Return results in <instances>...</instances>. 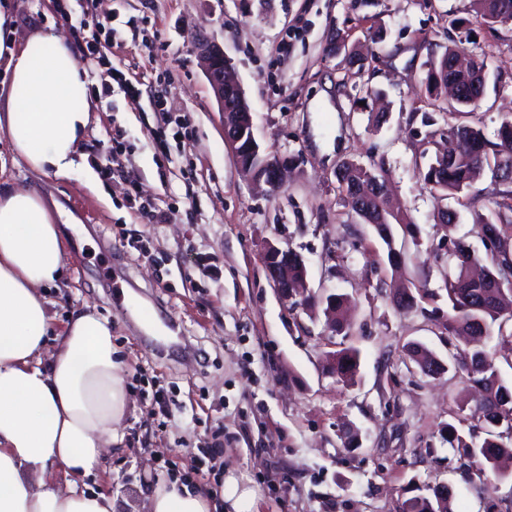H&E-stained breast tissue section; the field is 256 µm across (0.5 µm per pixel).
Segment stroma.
<instances>
[{
    "label": "stroma",
    "mask_w": 512,
    "mask_h": 512,
    "mask_svg": "<svg viewBox=\"0 0 512 512\" xmlns=\"http://www.w3.org/2000/svg\"><path fill=\"white\" fill-rule=\"evenodd\" d=\"M21 48L47 29L76 44L53 0H0ZM74 22L111 20L117 34L100 63L82 60L91 121L66 176L40 175L0 132V188L30 190L76 217L66 230L67 287L53 295L57 326L93 307L112 323L126 363L121 446L90 483L117 512H142L151 482L181 477L217 490L234 473L256 491L240 512H401L445 484L452 512H512V477L498 479L440 436L466 395L455 373L424 377L407 356L420 342L448 346L418 312L379 292L392 270L370 225L354 223L335 171L347 159L384 161L395 196L419 230L395 232L410 288L442 287L449 238L482 250L481 221L498 189L483 176L452 229L420 169L437 147L423 141L430 112L419 85L430 53L459 45L482 62L481 109L466 118L495 140L512 115V29L488 26L475 0H71ZM462 18L465 29L453 21ZM217 41L231 59L263 147L297 156L287 186L261 192L224 142L223 115L194 49ZM133 83L137 94L125 91ZM109 86L107 98L97 90ZM383 94L381 126L361 104ZM163 98V109L154 101ZM120 170L100 169L110 151ZM144 203L164 215L150 224ZM304 259L313 291L354 297L350 329L335 335L321 308L282 301L269 283L267 244ZM209 274H201L200 265ZM360 351L358 382L325 375L327 353ZM359 442L347 445L345 431Z\"/></svg>",
    "instance_id": "1"
}]
</instances>
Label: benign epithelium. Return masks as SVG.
Listing matches in <instances>:
<instances>
[{
  "label": "benign epithelium",
  "instance_id": "7a95c632",
  "mask_svg": "<svg viewBox=\"0 0 512 512\" xmlns=\"http://www.w3.org/2000/svg\"><path fill=\"white\" fill-rule=\"evenodd\" d=\"M197 52L205 64L207 79L216 101L224 114V140L235 160L247 158L242 170L251 174L254 182L267 187L271 194L280 192L286 183L288 170L298 158L261 146L256 139L251 111L245 108V95L240 85L231 77V60L224 48L215 41L201 39ZM292 248L267 245L263 254L266 276L278 294L286 301L301 297L297 305L308 303L313 296L304 294L306 277L288 280V253Z\"/></svg>",
  "mask_w": 512,
  "mask_h": 512
}]
</instances>
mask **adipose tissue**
<instances>
[{"mask_svg": "<svg viewBox=\"0 0 512 512\" xmlns=\"http://www.w3.org/2000/svg\"><path fill=\"white\" fill-rule=\"evenodd\" d=\"M7 107L0 132L38 174L68 175L91 119L74 49L55 31L9 49ZM66 250L44 200L0 191V512H113L109 495L78 487L123 440L125 365L112 325L90 308L56 330L47 290L66 286ZM63 469L74 481L59 489ZM236 476L219 496L179 481L154 484L148 512H224L253 498Z\"/></svg>", "mask_w": 512, "mask_h": 512, "instance_id": "adipose-tissue-1", "label": "adipose tissue"}]
</instances>
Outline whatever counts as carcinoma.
Segmentation results:
<instances>
[{"instance_id":"carcinoma-1","label":"carcinoma","mask_w":512,"mask_h":512,"mask_svg":"<svg viewBox=\"0 0 512 512\" xmlns=\"http://www.w3.org/2000/svg\"><path fill=\"white\" fill-rule=\"evenodd\" d=\"M480 16L487 24L504 13L512 11V0H477ZM456 49L446 48L439 56H431L425 62V77L422 80L427 97L437 103L448 95V60ZM479 108V104L466 99L453 102L443 111L444 125L448 131L458 136L456 152L448 162V178L444 185H430L433 166L423 173V182L429 190L437 194L440 200L452 199L462 203L473 184L485 173L491 179L505 186L498 191L495 221L490 223L493 235L491 245L485 246V256H480L460 239L448 238L446 263L448 274L443 287L438 290L419 288L412 292L406 288H386L384 297L397 311L410 312L421 310L439 325L441 333L447 336L448 349H456L459 340L467 348L465 360L458 363L455 371L470 384L479 387L481 395L478 406L483 411L486 438L479 446L466 439L465 435L452 423H446L441 437L452 448L464 455L477 454L486 467L495 475L505 478L507 474L499 468V460L504 455H512V385L505 383L498 375L493 361L488 357L483 345L492 335L493 327L503 333V327L512 321V309L502 303L504 292L512 284V248L509 236L512 235V190L506 185L512 184V117L505 118L497 130L498 142L490 143L483 131L461 121V117ZM384 172V167L375 163L366 166L349 165L344 177L338 179L342 199L349 212L361 223L375 226L376 233L388 247L390 266L397 271L400 268V252L393 247V226L401 228L404 236L418 243V228L409 215L394 206L390 194L386 191L373 194L368 200L358 202L352 188L369 184ZM447 299L448 312L438 308L431 311L420 308L425 301L435 302ZM437 354L419 346L414 350L415 362L421 372L431 368ZM359 368V351L353 347H344L336 351V382L355 383ZM453 497L451 489L439 488L432 496H415L403 503L402 512H451Z\"/></svg>"}]
</instances>
